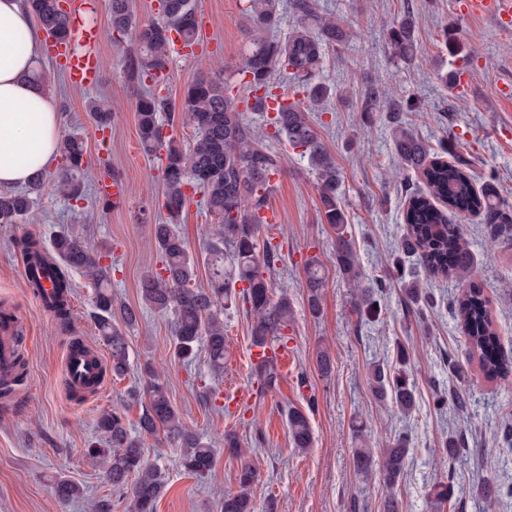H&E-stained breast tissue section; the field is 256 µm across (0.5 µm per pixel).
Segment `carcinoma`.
I'll use <instances>...</instances> for the list:
<instances>
[{"label":"carcinoma","mask_w":512,"mask_h":512,"mask_svg":"<svg viewBox=\"0 0 512 512\" xmlns=\"http://www.w3.org/2000/svg\"><path fill=\"white\" fill-rule=\"evenodd\" d=\"M40 28L47 37L66 44L72 38L69 12L60 0H27ZM247 11L256 30L268 31L279 24L277 0H248ZM292 10L298 24L284 39L258 37L243 57L241 71L249 77L244 86L245 100L257 97L260 103L253 111L266 115L273 135L285 140L293 149L301 150L316 175L321 209L326 223L336 231V261L353 284V304L360 317H373L375 288L361 287L362 272L358 259L347 239V218L341 206L340 173L336 161L327 151L310 119V106L329 97L330 89L315 81L329 50L347 40V32L336 17H324L315 0H292ZM112 34L120 45L127 46L124 61L126 81L140 85L156 82L170 68L173 40L176 32L183 47L198 45L199 20L196 0H161L157 19L147 24L137 21L131 0H110ZM417 54V40L407 19L390 28L388 55L395 62L409 63ZM292 78L305 94V100L286 103L275 93L276 72ZM385 98L376 86L367 87L361 95V108L371 112ZM277 103L274 114H265L263 100ZM88 112L100 131L111 128L112 110L102 100L90 98ZM137 134L144 153L166 159L163 164L162 221L152 225L151 235L156 251L162 257V271L145 278L141 300L162 313L173 314V345L175 356L183 361L194 358L200 345H205L211 370L224 373L226 347L224 341V310L240 301L253 316L252 345L287 344L292 308L288 297L273 298L271 281L265 272L275 269L279 255L272 246L258 251L259 225L267 223V196L270 179L282 166V158L262 146L259 131L252 127L239 110L238 97L216 79L200 77L184 90L181 104L144 89L136 102ZM194 129L192 146L183 150L177 139L164 133V127H174L176 121ZM392 141L399 169L423 176L430 194H417L408 201L405 221L408 232L402 253L413 256L435 274H450L458 280L461 293L455 299V310L464 329L469 353L479 357L484 375L512 386V363L499 350V337L491 319L488 300L477 280L478 261L463 238L458 215L461 211L481 216L494 226L498 238L512 243V203L501 196L492 181L474 188L469 168L462 160L438 161L420 137L400 121L393 124ZM60 153L64 165L55 178L57 190L76 202L86 199L84 173V142L76 136L61 141ZM44 173H37L24 190L0 192V224H14L32 209V195L43 184ZM203 194L208 212L214 219L207 241L205 265L209 286L195 288L198 260L192 256L176 226L180 223L192 195ZM448 205V211L438 209L434 200ZM24 251L39 258L41 265L51 270L49 279L58 290L54 306L57 318L70 320L67 295L71 283L66 270H78L96 285L93 305L100 339L108 348L109 360L105 373L116 377L129 368V343L114 325L115 319L134 327L140 310L112 295L109 284L111 268L101 263V256L88 248L72 231L58 234L52 243L56 260L41 256L37 241L23 245ZM309 310L321 309L326 280L318 260L305 264ZM241 289H236V285ZM408 301L427 303L430 296L419 283L405 284ZM150 376L148 402L140 417V430L145 434L164 433L182 448L181 466L193 475L205 477L213 469L215 452L211 446L188 431L171 402L164 383L146 367ZM370 385L374 397L383 401L394 394L399 410L408 413L416 404L413 385L405 373L392 375L382 364L372 366ZM287 425L294 447L310 448L314 438L309 418L301 410H287ZM106 447L94 444L87 455L98 466L114 488L130 490L128 512H157L165 482L161 472L145 461L140 440L127 427L117 410L103 411L96 421ZM224 451L240 459L237 474L238 491L224 494L220 512H254L251 486L256 471L245 458L246 450L239 440L224 436ZM408 435L398 436L383 451L380 477L389 490L384 503L386 512H397L394 488L409 457ZM476 495L487 506H494L500 489L488 480L473 486ZM53 492L58 501L67 504L77 498L80 487L59 476L53 480Z\"/></svg>","instance_id":"obj_1"}]
</instances>
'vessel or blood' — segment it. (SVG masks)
Returning <instances> with one entry per match:
<instances>
[{"instance_id":"vessel-or-blood-1","label":"vessel or blood","mask_w":512,"mask_h":512,"mask_svg":"<svg viewBox=\"0 0 512 512\" xmlns=\"http://www.w3.org/2000/svg\"><path fill=\"white\" fill-rule=\"evenodd\" d=\"M85 9L84 0H70L69 10L76 19L78 45H61L55 50L60 59L69 83L76 88H84L97 82L101 59L95 52V47L101 38L99 28L81 24L80 17ZM464 10L467 14H491L499 26L512 24V0H466ZM97 191L100 197L113 204H122L127 195L123 179L112 176L111 172H103L97 180ZM15 336L11 323L0 325V379L8 381L14 375L15 369ZM254 367L267 364L279 368L287 367L292 360L289 348L276 349L254 348L252 351ZM104 361L101 351L92 345L76 346L68 343L63 368V379L69 392L76 397L90 394L99 389L101 383L99 374Z\"/></svg>"}]
</instances>
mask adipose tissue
<instances>
[{"label": "adipose tissue", "mask_w": 512, "mask_h": 512, "mask_svg": "<svg viewBox=\"0 0 512 512\" xmlns=\"http://www.w3.org/2000/svg\"><path fill=\"white\" fill-rule=\"evenodd\" d=\"M41 53L26 0H0V190L25 185L59 154V112L32 77Z\"/></svg>", "instance_id": "obj_1"}]
</instances>
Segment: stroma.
<instances>
[{
    "instance_id": "obj_1",
    "label": "stroma",
    "mask_w": 512,
    "mask_h": 512,
    "mask_svg": "<svg viewBox=\"0 0 512 512\" xmlns=\"http://www.w3.org/2000/svg\"><path fill=\"white\" fill-rule=\"evenodd\" d=\"M85 24L101 31L97 51L102 76L93 86L72 87L50 47H43L35 65L42 85L60 114V133L79 135L91 160L85 174L86 201L62 197L53 178H46L34 197L32 211L15 224H0V309H9L26 359V374L17 392L0 397V512H92L106 499L112 512H126L127 498L105 482L85 452L103 437L96 428L101 411L119 409L130 427H137L147 401V369H155L188 430L215 450L210 476L186 473L180 450L163 437L145 435V460L166 481L157 512H218L225 493L236 491L239 459L224 450V436L233 433L257 469L253 488L255 512H383L378 470L363 474L354 466L355 449L371 448L381 462L384 448L399 433L411 438L405 473L396 486L399 512H430L429 492L449 482L454 496L447 512H482L471 493L488 479L512 487V441L501 433L512 423V389L485 377L477 356L467 349L457 317L448 308L458 293L454 279L430 275L414 258L394 267L407 227L409 198L424 191L420 176L400 173L391 140L390 112L408 98L424 104L421 112L401 118L440 153L442 160H468L474 186L495 178L502 195L512 200V99L501 98V84H512V30L499 28L487 15L466 16L461 0H317V9L344 21L347 47L329 53L320 81L333 90L314 126L340 171V197L348 219L349 239L366 284L383 280L381 311L359 317L351 289L336 263V234L321 212L316 176L307 159L284 141L268 137L265 146L283 159L271 178L269 210L276 222L261 225L259 247L277 246L281 259L271 275L275 291L287 292L294 319L288 330L295 359L278 383L262 389L253 372L252 317L242 305L224 313L228 350L224 373L213 377L205 352L188 364L173 353L171 317L145 310L128 330L130 367L119 379H106L99 392L73 398L63 380L70 337L97 343L93 319L94 285L72 270L71 319L61 323L42 311L21 271L23 238L50 245L61 230L71 228L112 261V293L121 302L139 304V286L160 270L159 254L149 230L159 218L162 168L157 157L139 146L136 125L138 89L123 75L124 51L112 39L109 0H86ZM200 43L194 54L173 53L169 78L161 92L180 102L185 87L202 75L230 78L239 85V65L253 34L242 0H197ZM411 19L419 52L408 64L389 62L388 32L392 23ZM453 32L462 46L451 51L443 35ZM457 71L464 88L446 84L444 74ZM384 89L386 100L373 112L362 111L361 93L368 85ZM97 97L110 105L112 128L100 134L87 110ZM110 166L128 185L127 201L105 207L96 200L101 166ZM212 218L202 195H194L178 226L193 254H202ZM461 232L481 264L478 279L489 299L501 349L512 356V244L498 241L479 216L466 215ZM319 258L326 277L322 308L311 314L306 303L305 262ZM399 257V256H398ZM420 281L434 302H405L402 283ZM326 348L330 374L316 365ZM407 353L415 385L416 407L401 412L389 401H377L369 372L374 362L396 365L398 349ZM457 388L467 396L465 412L451 403L436 405L435 394ZM216 395L244 389L248 398L228 409L205 405L203 389ZM307 414L314 444L294 449L286 412ZM464 431L465 450L456 458L435 460L449 434ZM65 476L81 488L80 497L60 504L52 482Z\"/></svg>"
}]
</instances>
